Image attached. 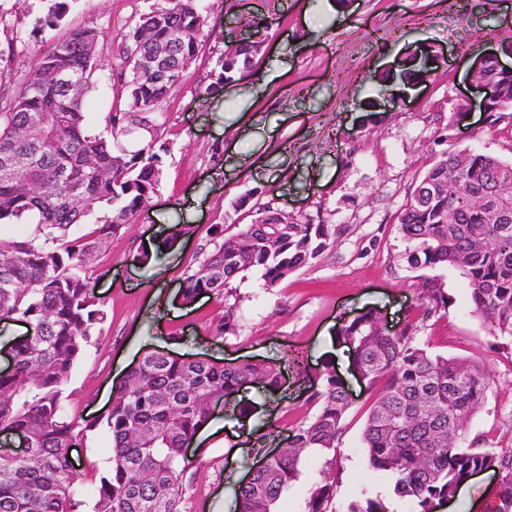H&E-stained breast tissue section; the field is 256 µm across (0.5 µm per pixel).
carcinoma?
Masks as SVG:
<instances>
[{"label": "carcinoma", "instance_id": "carcinoma-1", "mask_svg": "<svg viewBox=\"0 0 512 512\" xmlns=\"http://www.w3.org/2000/svg\"><path fill=\"white\" fill-rule=\"evenodd\" d=\"M46 2V13L33 20L34 32L59 27L72 0ZM199 2L160 0L135 22L122 47L130 104L108 114L107 136L90 129L85 110L98 84L91 46L99 33L92 27L67 29L22 82L0 90V160L31 157L11 178H0V225H35L32 237H0V320L28 326L12 348V368L0 371V434L24 441L22 451L0 454V512H86L69 451L101 425L112 437L111 465L95 480L92 512H181L193 465L185 449L211 417L208 404L229 406V396L244 386H280L281 372L272 365H224L150 350L112 391L104 414L82 426L65 415L62 386L107 318L89 271L155 194L162 157L154 151L158 127L151 114L180 86L198 54L204 23ZM252 25L254 40L224 50L220 72L205 93L251 68L267 29L261 18ZM405 66L416 81L428 73L415 53ZM57 73L81 82L80 89H68ZM485 75L497 83L502 109L512 112V71L490 62ZM36 124L42 138L20 137L22 128ZM508 176L512 160L449 150L421 176L397 220L409 243L407 267L458 271L474 313L512 338V194L500 189ZM462 187L485 200V207L460 205ZM269 209L267 201L254 204L253 222L235 234L213 225L212 248H200L197 268L184 279L185 305L203 294L224 297L218 337L239 329L238 307L229 302L236 281L257 271L274 288L330 246L331 225L293 214L283 224L257 223ZM489 210L502 218L489 217ZM93 213L101 217L89 226ZM85 225L87 231L74 233ZM452 305L442 282L423 275L415 310L402 327L388 328L373 310L341 326L356 371L367 387L377 388L362 431L367 463L389 480L392 498L414 503L415 512H433L476 472L493 470L500 475L494 512H512V452L498 453L469 434L490 384L487 369L434 354L419 340L427 320ZM310 388L307 402L316 412L292 427L283 454L238 488L239 512H281L282 496L310 455L324 460L326 473L305 512H330L336 493L331 471L352 402L333 370L318 373ZM347 512L388 509L381 499L363 496Z\"/></svg>", "mask_w": 512, "mask_h": 512}]
</instances>
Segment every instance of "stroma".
Instances as JSON below:
<instances>
[{
	"instance_id": "stroma-1",
	"label": "stroma",
	"mask_w": 512,
	"mask_h": 512,
	"mask_svg": "<svg viewBox=\"0 0 512 512\" xmlns=\"http://www.w3.org/2000/svg\"><path fill=\"white\" fill-rule=\"evenodd\" d=\"M155 0H74L67 23L96 28L99 86L88 97L87 118L106 132L108 113L126 109L119 50L133 20ZM199 41L181 85L156 116L162 134L155 150L162 173L149 205L130 217L100 255L91 283L108 318L64 385L69 419L82 423L101 415V396L136 363L158 348L185 357L225 363L284 364L302 352L309 368L334 362L353 394L336 456L333 512H347L360 496L386 499L391 512H414L389 498V482L368 466L362 429L373 392L354 377L336 332L345 319L377 309L392 325L403 324L419 294L416 271L402 255L408 246L396 216L434 158L450 149H470L512 159V112L490 122L479 107L467 74L481 53H495L512 66V0H205ZM43 0H0V75L15 84L36 65L53 31L32 33L31 18ZM264 17L269 32L253 68L241 79L206 93L234 23ZM432 49L426 83L406 87L392 102L406 55ZM470 105L456 126L455 109ZM258 192L260 201L300 218L335 225L330 248L277 287L259 274L238 282L242 320L237 335L215 337L224 310L217 295L200 296L176 313H160L158 295L178 298L197 266L195 256L214 224H237L239 200ZM187 235L160 259L140 263L139 252L156 247L173 226ZM437 276L454 304L431 318L421 340L436 354L466 358L493 377L470 433L498 451H512V339L491 332L475 316L458 271ZM259 404L251 428L270 425L264 447H240L231 429L207 443L192 444V477L183 491L184 512H230L235 489L256 461L288 436L290 425L311 415L298 376L268 395L246 392ZM234 467H227L229 453ZM324 461L305 460L289 486L282 512H304L324 478Z\"/></svg>"
}]
</instances>
